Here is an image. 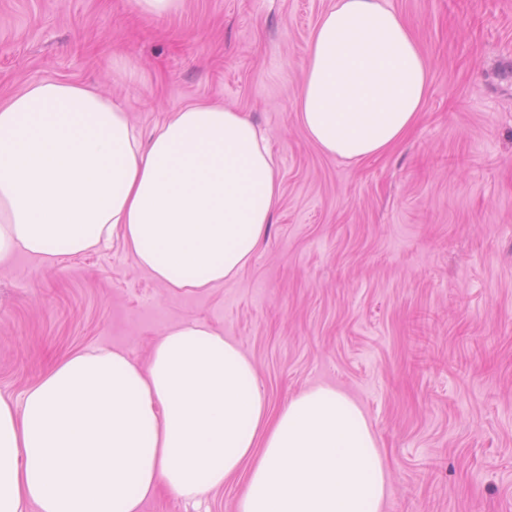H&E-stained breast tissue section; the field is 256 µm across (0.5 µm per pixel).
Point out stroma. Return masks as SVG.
<instances>
[{
	"mask_svg": "<svg viewBox=\"0 0 512 512\" xmlns=\"http://www.w3.org/2000/svg\"><path fill=\"white\" fill-rule=\"evenodd\" d=\"M430 61L421 116L388 153H323L296 112L302 65L336 0H0V104L43 80L121 104L142 140L170 111L221 102L271 141L281 199L247 266L172 290L121 237L0 264V395L65 356L138 363L201 322L253 361L273 407L316 385L363 409L390 475L383 512H512V0H381ZM237 474L142 512H235ZM182 0H135L138 11L145 17L161 16L176 12Z\"/></svg>",
	"mask_w": 512,
	"mask_h": 512,
	"instance_id": "obj_1",
	"label": "stroma"
}]
</instances>
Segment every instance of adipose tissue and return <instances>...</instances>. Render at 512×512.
Wrapping results in <instances>:
<instances>
[{"instance_id": "ef3b65f1", "label": "adipose tissue", "mask_w": 512, "mask_h": 512, "mask_svg": "<svg viewBox=\"0 0 512 512\" xmlns=\"http://www.w3.org/2000/svg\"><path fill=\"white\" fill-rule=\"evenodd\" d=\"M431 66L380 0H337L308 45L296 110L323 152L382 155L416 125ZM281 198L267 138L234 108L182 107L142 143L126 111L43 81L0 104V263L58 259L121 235L166 287L234 279ZM245 473L237 512H383L389 473L361 407L314 386L272 411L251 359L193 322L146 364L70 354L25 393L0 396V512H141Z\"/></svg>"}]
</instances>
